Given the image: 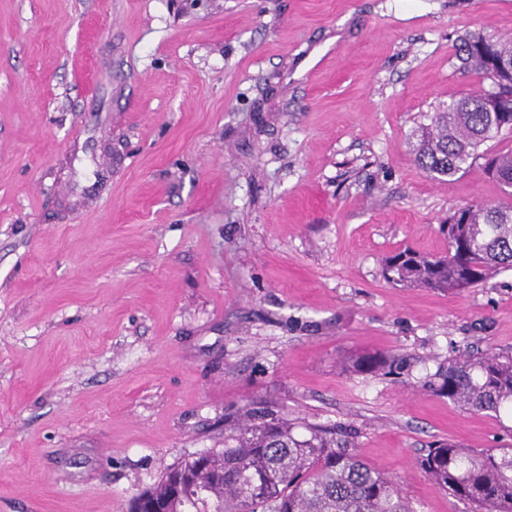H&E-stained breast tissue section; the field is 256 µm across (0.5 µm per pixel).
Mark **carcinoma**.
<instances>
[{
	"instance_id": "obj_1",
	"label": "carcinoma",
	"mask_w": 512,
	"mask_h": 512,
	"mask_svg": "<svg viewBox=\"0 0 512 512\" xmlns=\"http://www.w3.org/2000/svg\"><path fill=\"white\" fill-rule=\"evenodd\" d=\"M466 71L492 81L496 61L512 58V41L476 36L464 41ZM490 89L452 98L420 126L415 160L431 178L453 177L478 159L512 196V150L481 147L512 137V100L489 110ZM448 252L429 256L406 248L383 260L385 279L403 287L461 291L502 269H512V204L477 203L448 216L442 225ZM393 361L362 356V372L390 371ZM473 413L512 416V355L487 353L448 361L431 384ZM260 422L235 421L224 450L168 469L136 496L130 512L157 505L164 512H417L396 479L367 464L354 450L317 427L299 436L294 424L263 411ZM418 465L426 476L471 512H512V448H463L437 444Z\"/></svg>"
}]
</instances>
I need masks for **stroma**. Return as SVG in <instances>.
Returning <instances> with one entry per match:
<instances>
[{
    "mask_svg": "<svg viewBox=\"0 0 512 512\" xmlns=\"http://www.w3.org/2000/svg\"><path fill=\"white\" fill-rule=\"evenodd\" d=\"M504 0H0V512H129L266 408L331 428L417 512H466L417 461L512 446L429 387L512 353V270L403 288L385 256L506 202L434 180L417 127L478 86ZM396 358L397 376L353 371Z\"/></svg>",
    "mask_w": 512,
    "mask_h": 512,
    "instance_id": "1",
    "label": "stroma"
}]
</instances>
